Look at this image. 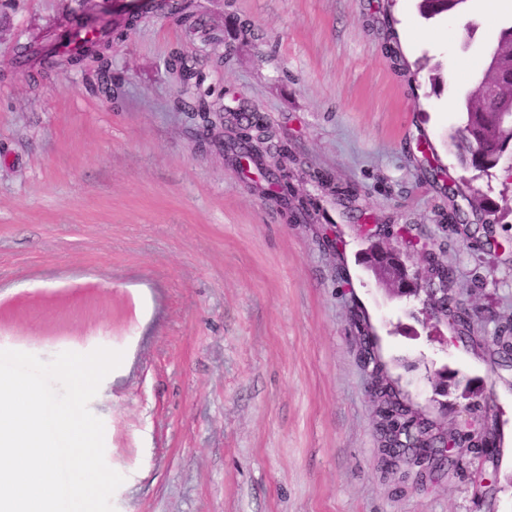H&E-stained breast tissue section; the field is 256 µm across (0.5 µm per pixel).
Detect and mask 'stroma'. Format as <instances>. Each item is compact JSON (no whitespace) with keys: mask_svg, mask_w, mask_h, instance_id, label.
<instances>
[{"mask_svg":"<svg viewBox=\"0 0 512 512\" xmlns=\"http://www.w3.org/2000/svg\"><path fill=\"white\" fill-rule=\"evenodd\" d=\"M197 4L222 44L146 14L113 50L116 105L94 73L42 79L16 48L58 39L70 7L108 18L123 0H0V350L123 352L89 404L124 477L115 512H512V367L429 320L422 299L390 296L365 238L400 246L415 226L428 246L407 265L433 254L452 268L458 299L482 311L475 336L512 319V215L486 229L442 219L468 207L447 189L464 175L450 146L459 92L512 10L468 0L426 20L417 0ZM175 50L292 150L289 182L313 223L265 198L222 130L174 109ZM354 303L406 402L445 429L495 425L496 463L471 454L465 472L426 481L383 464Z\"/></svg>","mask_w":512,"mask_h":512,"instance_id":"stroma-1","label":"stroma"}]
</instances>
